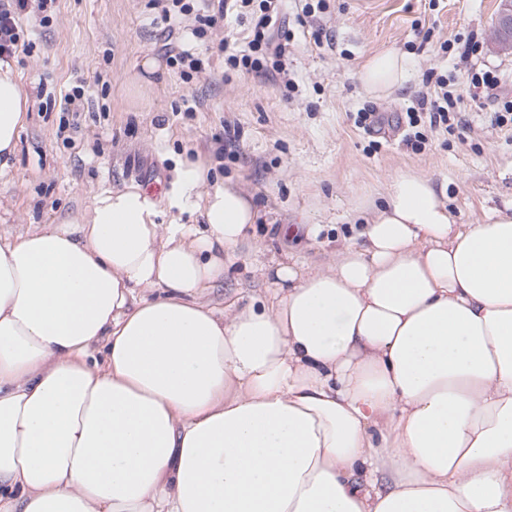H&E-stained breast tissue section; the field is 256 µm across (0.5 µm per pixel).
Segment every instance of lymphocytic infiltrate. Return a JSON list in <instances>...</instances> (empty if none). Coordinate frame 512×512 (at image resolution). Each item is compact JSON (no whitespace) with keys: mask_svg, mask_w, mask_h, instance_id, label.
Masks as SVG:
<instances>
[{"mask_svg":"<svg viewBox=\"0 0 512 512\" xmlns=\"http://www.w3.org/2000/svg\"><path fill=\"white\" fill-rule=\"evenodd\" d=\"M29 0H8L0 6V59L11 58L21 45L23 31L18 24L26 13ZM163 22L185 17L192 18L191 33L199 39L210 37L212 31L223 25L225 18H233L245 27V47L238 50L229 40H221L219 49L224 54V66L253 72L280 82H287L286 59L290 35L285 27L284 0H148ZM448 77L435 81L433 92L423 94L416 105L408 107L398 117L395 127L402 130L407 144L422 149L426 143L425 128H442L455 133L462 121L455 107L457 97L448 88ZM473 100L490 99L496 104L494 125L512 132V95L502 93L497 71L484 70L471 77Z\"/></svg>","mask_w":512,"mask_h":512,"instance_id":"obj_1","label":"lymphocytic infiltrate"}]
</instances>
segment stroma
Listing matches in <instances>:
<instances>
[{
  "mask_svg": "<svg viewBox=\"0 0 512 512\" xmlns=\"http://www.w3.org/2000/svg\"><path fill=\"white\" fill-rule=\"evenodd\" d=\"M147 0H55L50 21H23L27 52L11 63L31 91L28 120L11 167L0 172V234L50 224L89 207L104 191L159 183L166 204L185 162L207 170L205 190L226 185L248 193L261 214L224 274L214 303L258 290L255 255L330 260L363 221L362 210L393 177L411 169L430 177L457 223L484 220L512 203V133L494 126L489 100L472 101L469 71L491 67L512 92V56L494 39L497 0H325L306 26L292 25L288 71L296 89L253 73H225L217 38L193 44L202 71L182 81L167 62L160 24ZM474 36L480 54L460 60L444 41ZM394 49L412 60L408 80L384 96L368 93L357 72L372 54ZM161 70L143 72L145 57ZM457 76L462 133L427 130L414 150L398 130L380 146L355 123L372 106L388 116L433 90L438 76ZM89 88L72 138L59 133L61 103L76 80ZM239 148L224 153V130ZM320 229L317 237L307 233Z\"/></svg>",
  "mask_w": 512,
  "mask_h": 512,
  "instance_id": "stroma-1",
  "label": "stroma"
}]
</instances>
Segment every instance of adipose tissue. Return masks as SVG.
Returning <instances> with one entry per match:
<instances>
[{
	"instance_id": "adipose-tissue-1",
	"label": "adipose tissue",
	"mask_w": 512,
	"mask_h": 512,
	"mask_svg": "<svg viewBox=\"0 0 512 512\" xmlns=\"http://www.w3.org/2000/svg\"><path fill=\"white\" fill-rule=\"evenodd\" d=\"M27 106L0 61V169ZM205 180L0 235V512H512V206L459 224L402 171L358 241L220 308L260 213Z\"/></svg>"
}]
</instances>
